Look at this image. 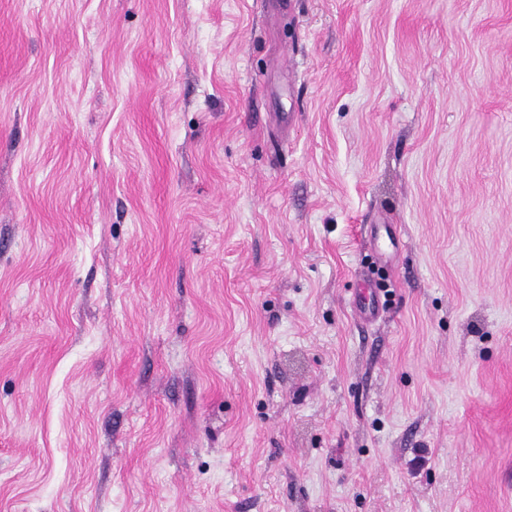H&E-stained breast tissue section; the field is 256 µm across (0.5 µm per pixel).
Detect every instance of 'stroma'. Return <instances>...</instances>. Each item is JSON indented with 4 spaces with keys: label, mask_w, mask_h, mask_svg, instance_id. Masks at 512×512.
Segmentation results:
<instances>
[{
    "label": "stroma",
    "mask_w": 512,
    "mask_h": 512,
    "mask_svg": "<svg viewBox=\"0 0 512 512\" xmlns=\"http://www.w3.org/2000/svg\"><path fill=\"white\" fill-rule=\"evenodd\" d=\"M0 512H512V0H0Z\"/></svg>",
    "instance_id": "1"
}]
</instances>
